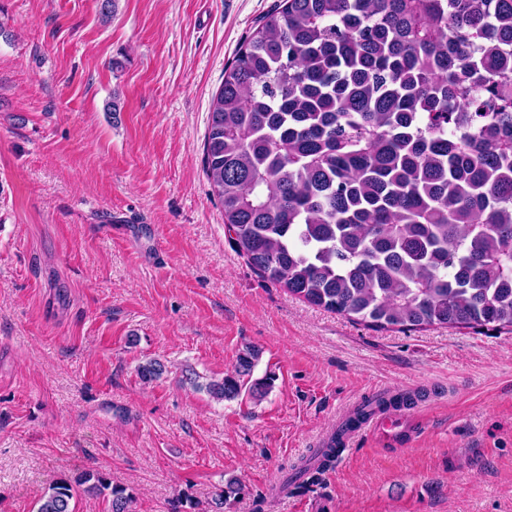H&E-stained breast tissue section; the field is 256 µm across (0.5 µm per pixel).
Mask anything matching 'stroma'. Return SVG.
I'll list each match as a JSON object with an SVG mask.
<instances>
[{
	"instance_id": "35a3bbf8",
	"label": "stroma",
	"mask_w": 512,
	"mask_h": 512,
	"mask_svg": "<svg viewBox=\"0 0 512 512\" xmlns=\"http://www.w3.org/2000/svg\"><path fill=\"white\" fill-rule=\"evenodd\" d=\"M279 0H0V512L86 469L133 512L241 487L224 512H512V333L376 330L260 278L203 171L224 67ZM261 355V401L186 380ZM164 363L143 382L138 366ZM418 393L405 447L350 438ZM415 395L410 393H401L390 396H378L366 399L346 420L345 424L331 437L324 442L322 448H315L312 452V463L307 461L295 467V476L301 478L307 474H311L313 478L315 474H319L327 467L336 462V456L342 450L343 436L346 432L353 431L363 421H365L375 409L385 411L389 408L401 409L407 408L415 403Z\"/></svg>"
}]
</instances>
